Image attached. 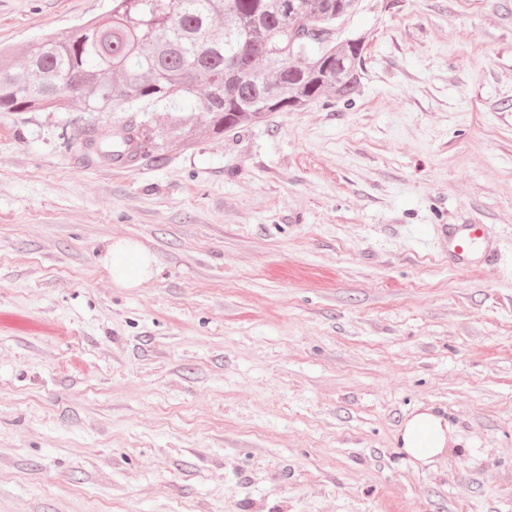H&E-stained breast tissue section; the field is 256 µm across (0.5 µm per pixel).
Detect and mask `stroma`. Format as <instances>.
<instances>
[{
	"instance_id": "35a3bbf8",
	"label": "stroma",
	"mask_w": 512,
	"mask_h": 512,
	"mask_svg": "<svg viewBox=\"0 0 512 512\" xmlns=\"http://www.w3.org/2000/svg\"><path fill=\"white\" fill-rule=\"evenodd\" d=\"M111 7L0 0V47ZM356 37L351 103L160 165L66 151L127 112L0 113V512H512V0H360ZM425 409L457 449L423 465ZM442 234L448 241V253L462 266L482 250L483 234L480 224L444 225ZM100 262L117 288H142L159 273L152 252L140 242L129 238L113 241ZM397 441L407 456L423 464L455 445L448 422L430 410L414 413L406 419Z\"/></svg>"
}]
</instances>
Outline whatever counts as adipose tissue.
I'll use <instances>...</instances> for the list:
<instances>
[{
    "instance_id": "1",
    "label": "adipose tissue",
    "mask_w": 512,
    "mask_h": 512,
    "mask_svg": "<svg viewBox=\"0 0 512 512\" xmlns=\"http://www.w3.org/2000/svg\"><path fill=\"white\" fill-rule=\"evenodd\" d=\"M101 263L118 288L144 287L159 273L152 252L129 238L113 241ZM398 442L407 456L424 464L455 444L447 421L428 410L414 413L405 420L398 432Z\"/></svg>"
}]
</instances>
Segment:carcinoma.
I'll list each match as a JSON object with an SVG mask.
<instances>
[{
  "instance_id": "obj_1",
  "label": "carcinoma",
  "mask_w": 512,
  "mask_h": 512,
  "mask_svg": "<svg viewBox=\"0 0 512 512\" xmlns=\"http://www.w3.org/2000/svg\"><path fill=\"white\" fill-rule=\"evenodd\" d=\"M359 0H112L102 19L46 35L21 65L0 54V112H127L162 107L168 132L130 120L81 150L88 161L157 163L189 146L197 123L216 135L299 112L328 95L351 101L362 78L361 39H332ZM233 76L225 79L227 69Z\"/></svg>"
}]
</instances>
